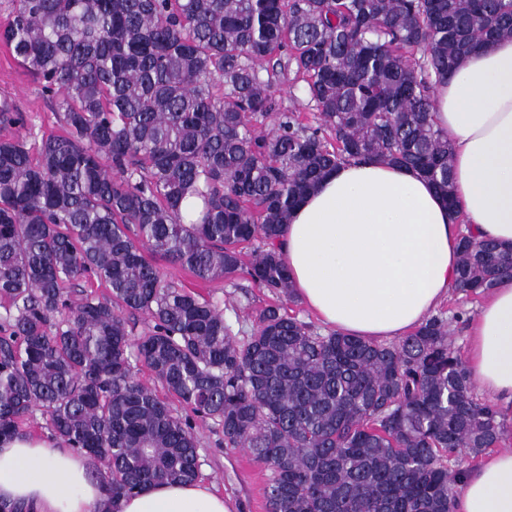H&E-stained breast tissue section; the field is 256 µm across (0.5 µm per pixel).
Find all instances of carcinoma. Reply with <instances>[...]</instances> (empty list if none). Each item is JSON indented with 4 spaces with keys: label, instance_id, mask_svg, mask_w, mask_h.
<instances>
[{
    "label": "carcinoma",
    "instance_id": "1",
    "mask_svg": "<svg viewBox=\"0 0 512 512\" xmlns=\"http://www.w3.org/2000/svg\"><path fill=\"white\" fill-rule=\"evenodd\" d=\"M11 2L0 42L65 134L35 161L24 139L0 141V439L37 408L65 447L104 464L112 496H130L198 478L193 418H205L270 469L266 512H453L464 456L497 447L505 426L446 318L381 343L270 304L240 340L144 251L204 281L242 272L293 302L280 237L341 164L409 167L456 210L434 87L512 39V0ZM290 71L316 127L276 111ZM24 122L0 102V124ZM459 247L457 291L512 277L511 247L470 234ZM85 275L109 296L64 294ZM135 314L153 326L133 340ZM139 364L189 413L137 380Z\"/></svg>",
    "mask_w": 512,
    "mask_h": 512
}]
</instances>
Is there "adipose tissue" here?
Listing matches in <instances>:
<instances>
[{
    "instance_id": "obj_1",
    "label": "adipose tissue",
    "mask_w": 512,
    "mask_h": 512,
    "mask_svg": "<svg viewBox=\"0 0 512 512\" xmlns=\"http://www.w3.org/2000/svg\"><path fill=\"white\" fill-rule=\"evenodd\" d=\"M453 145L456 224L431 183L380 161L347 163L291 214L282 253L299 301L331 330L392 340L421 325L455 283L463 225L512 246V40L465 57L434 91ZM467 371L512 402V278L487 295L469 330ZM92 464L55 440L0 441V512H238L203 481L113 498ZM455 512H512V450L460 480Z\"/></svg>"
}]
</instances>
